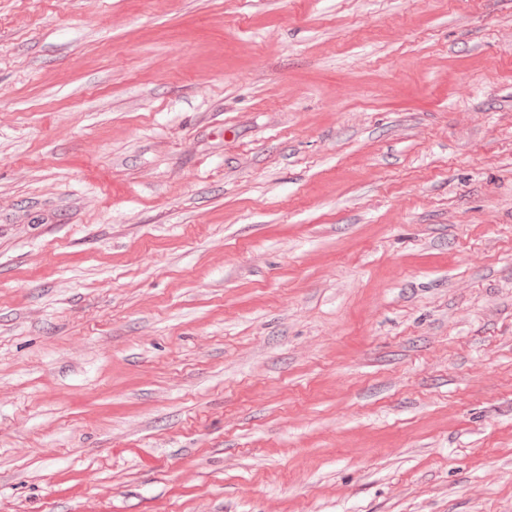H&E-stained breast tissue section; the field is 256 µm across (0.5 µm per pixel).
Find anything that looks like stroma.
Masks as SVG:
<instances>
[{
	"instance_id": "1",
	"label": "stroma",
	"mask_w": 512,
	"mask_h": 512,
	"mask_svg": "<svg viewBox=\"0 0 512 512\" xmlns=\"http://www.w3.org/2000/svg\"><path fill=\"white\" fill-rule=\"evenodd\" d=\"M0 512H512V0H0Z\"/></svg>"
}]
</instances>
